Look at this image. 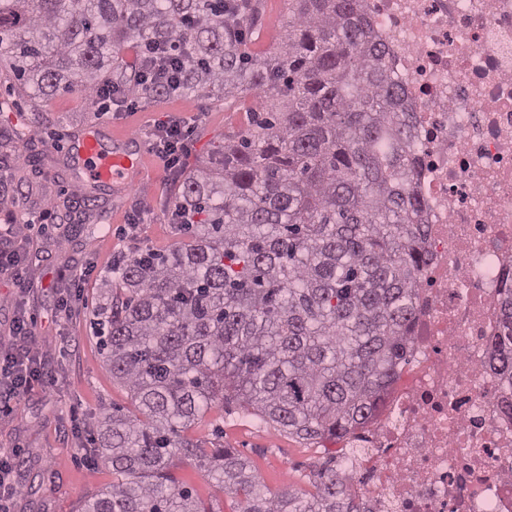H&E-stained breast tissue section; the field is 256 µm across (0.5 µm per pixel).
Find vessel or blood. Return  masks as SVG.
<instances>
[{"label": "vessel or blood", "instance_id": "obj_1", "mask_svg": "<svg viewBox=\"0 0 512 512\" xmlns=\"http://www.w3.org/2000/svg\"><path fill=\"white\" fill-rule=\"evenodd\" d=\"M73 149L84 164V176L98 184L124 187L143 172L147 160L141 149H131L114 139L105 145L99 125H91L75 139Z\"/></svg>", "mask_w": 512, "mask_h": 512}]
</instances>
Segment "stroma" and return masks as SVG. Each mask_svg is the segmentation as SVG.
Here are the masks:
<instances>
[{
    "label": "stroma",
    "mask_w": 512,
    "mask_h": 512,
    "mask_svg": "<svg viewBox=\"0 0 512 512\" xmlns=\"http://www.w3.org/2000/svg\"><path fill=\"white\" fill-rule=\"evenodd\" d=\"M287 21L288 0H263L251 51H272ZM6 72L0 65V225L16 224L24 236L33 288L20 295L0 280V347L14 342L15 308L26 309L34 319V345L47 363V377L11 410L0 412V450L19 451L13 476L21 488L19 495L0 503V512H80L83 502L112 479L87 450L100 409L134 408L103 360L90 326L92 310L118 256L146 248L163 252L189 241L186 230L171 221L183 177L164 172L121 190L83 184L70 143L90 123V99L80 94L21 97L7 91ZM134 100L135 112L116 121L134 145H149L160 113L174 110L194 120L184 172L223 149L225 139L244 132L249 109L261 103L256 95L165 101L138 94ZM46 198L57 219L43 228L35 219ZM139 205L150 210L147 223H125V214ZM61 235L68 240L63 251L56 244ZM67 267H88L92 273L69 318L60 322L55 308L65 285L60 272ZM193 436L200 447L221 443L237 452L274 492L310 491L314 472L336 458L335 442L305 443L234 405L208 413Z\"/></svg>",
    "instance_id": "1"
}]
</instances>
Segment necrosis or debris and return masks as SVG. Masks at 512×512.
Masks as SVG:
<instances>
[{
    "label": "necrosis or debris",
    "instance_id": "obj_1",
    "mask_svg": "<svg viewBox=\"0 0 512 512\" xmlns=\"http://www.w3.org/2000/svg\"><path fill=\"white\" fill-rule=\"evenodd\" d=\"M410 112L428 256L409 354L341 438L360 512H512V0H364ZM502 298V336H497L491 346L492 357L504 375L512 379V293L505 291Z\"/></svg>",
    "mask_w": 512,
    "mask_h": 512
}]
</instances>
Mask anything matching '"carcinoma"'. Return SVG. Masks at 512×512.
I'll return each mask as SVG.
<instances>
[{
	"instance_id": "obj_1",
	"label": "carcinoma",
	"mask_w": 512,
	"mask_h": 512,
	"mask_svg": "<svg viewBox=\"0 0 512 512\" xmlns=\"http://www.w3.org/2000/svg\"><path fill=\"white\" fill-rule=\"evenodd\" d=\"M363 0H289L269 55L246 51L259 0H0V58L24 95L84 93L148 42L184 62L174 96L261 94L254 129L180 184L191 241L142 250L104 279L94 330L135 413H99L112 482L82 512H216L176 484L184 457L239 512H353L351 477L325 466L315 492L272 493L229 448L188 436L234 402L309 443L364 418L404 359L427 256L400 90ZM492 357L512 379V293Z\"/></svg>"
}]
</instances>
